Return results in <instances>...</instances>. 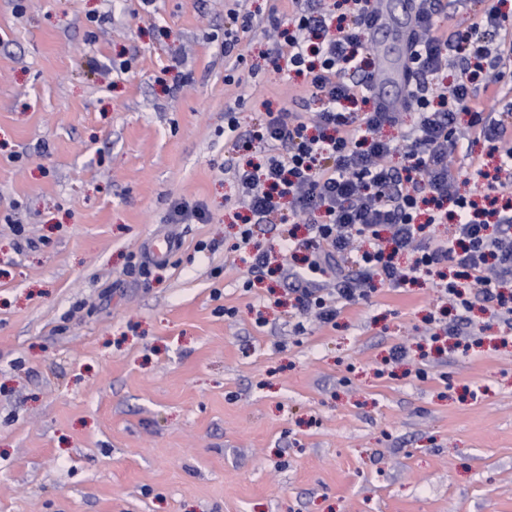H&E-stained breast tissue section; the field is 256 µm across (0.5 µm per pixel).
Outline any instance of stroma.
Returning <instances> with one entry per match:
<instances>
[{"mask_svg":"<svg viewBox=\"0 0 512 512\" xmlns=\"http://www.w3.org/2000/svg\"><path fill=\"white\" fill-rule=\"evenodd\" d=\"M292 9L0 0V512H512V327L487 303L452 335L425 277L298 333L287 212L229 250L231 169L264 151L227 114L298 111L263 29Z\"/></svg>","mask_w":512,"mask_h":512,"instance_id":"stroma-1","label":"stroma"}]
</instances>
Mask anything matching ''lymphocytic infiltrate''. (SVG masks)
Listing matches in <instances>:
<instances>
[{"instance_id":"f902f5d3","label":"lymphocytic infiltrate","mask_w":512,"mask_h":512,"mask_svg":"<svg viewBox=\"0 0 512 512\" xmlns=\"http://www.w3.org/2000/svg\"><path fill=\"white\" fill-rule=\"evenodd\" d=\"M410 2L407 103L417 120L405 141L385 135L400 115L370 90L376 66L364 52L373 0H362L347 25L337 23L321 0H293L289 28L270 18L271 53L304 75L310 97L301 100L300 111L268 112L257 131L243 129L236 114L227 119L234 143L256 140L267 153L263 166L233 173L241 189L238 205L249 213L240 242L249 243L251 225L289 206L307 235L289 229L281 239L285 251L301 258L286 270L288 291L297 314L325 323L335 320L340 304L369 298L376 285L402 288L447 263L484 302L500 306L503 318L512 317L499 291L512 282V206H480L512 190V124L487 106L512 84V27L493 6L479 24L448 32L441 26L448 15L443 0ZM489 31L497 33V45L486 41ZM454 58L463 64L459 78L429 100L427 77L447 70ZM478 78L482 101L473 93ZM461 112L469 116L464 128L457 122ZM479 141L488 146L486 160L453 167V155L470 152ZM397 155L403 167L392 165ZM464 178L480 182L479 195L460 193ZM448 223L452 237L433 240L429 225ZM401 253L410 254V264L396 262ZM348 254L356 269L347 274L340 260Z\"/></svg>"}]
</instances>
